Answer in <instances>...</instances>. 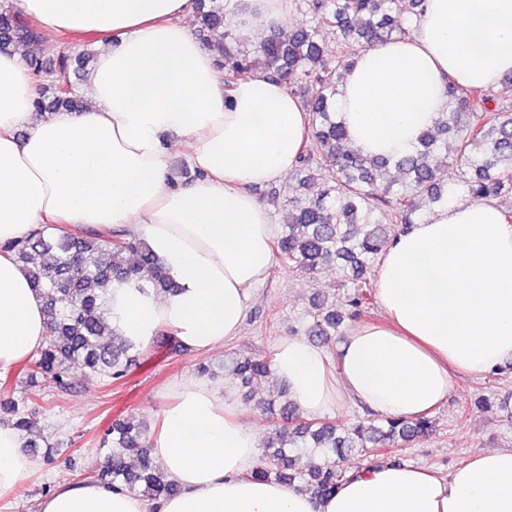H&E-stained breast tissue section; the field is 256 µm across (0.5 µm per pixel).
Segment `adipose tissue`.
<instances>
[{
	"instance_id": "1",
	"label": "adipose tissue",
	"mask_w": 512,
	"mask_h": 512,
	"mask_svg": "<svg viewBox=\"0 0 512 512\" xmlns=\"http://www.w3.org/2000/svg\"><path fill=\"white\" fill-rule=\"evenodd\" d=\"M50 35L95 39L85 105L40 112V89L19 53H0V375L41 348L42 294L5 243L41 224L128 232L167 262L178 291L107 294L112 330L137 347L163 329L185 348L238 336L279 235L254 188L284 178L310 131L287 86L254 71L225 89L214 52L186 19L193 0H20ZM250 42L284 24L288 0H224ZM512 75V0H426L413 33L360 53L339 86L349 142L396 158L446 111L449 81L476 90ZM199 175L169 178L171 147ZM379 319L334 348L280 342L276 380L319 416L351 403L383 418L429 416L455 373L512 365V220L496 201L459 198L398 232L374 280ZM229 389L183 381L150 444L179 492L157 501L89 479L61 483L39 512H512V448L475 451L441 474L376 462L351 467L318 498L256 477L259 441L228 403ZM27 440L0 424V496L34 465Z\"/></svg>"
}]
</instances>
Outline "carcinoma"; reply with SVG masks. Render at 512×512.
<instances>
[{
	"instance_id": "1",
	"label": "carcinoma",
	"mask_w": 512,
	"mask_h": 512,
	"mask_svg": "<svg viewBox=\"0 0 512 512\" xmlns=\"http://www.w3.org/2000/svg\"><path fill=\"white\" fill-rule=\"evenodd\" d=\"M404 0H312L311 19L301 28L275 29L253 50L226 23L224 3H200L197 23L206 46L219 55L224 88L240 77L262 70L283 82H294L304 108L312 115L311 131L294 169V181L279 191L282 197V233L273 253L290 272L308 275L333 265L342 274L347 293L339 303L315 301L308 312L306 332L330 340L341 333L345 320L370 309L376 262L389 241L390 225L402 228L423 220L427 211L446 205L462 194L474 201L512 195V76L502 82V93L485 95L454 81L448 82V111L426 129L411 153L395 160L367 157L346 147V133L334 99L352 57L410 34L412 19L420 16L425 0H409L403 22ZM333 32L336 48L329 49L322 32ZM46 39L38 28L16 15H0V49H22L26 67L41 83L37 108H78L81 97L66 78L73 65L82 66L87 53H62L55 65L44 60ZM494 102V107L487 106ZM460 171L456 179L448 169ZM396 172L383 193L378 187ZM320 188L310 199L302 191ZM33 285L45 297L50 322L44 345L24 365L38 390L24 405L7 403L12 426L27 438L28 447L46 448L53 461L54 447L44 435L39 401L46 389L68 390V374L78 367L85 374L113 382L125 377L134 362L132 344L110 331L105 296L111 285L147 282L160 292L177 288L166 267L146 244L123 233L91 231L62 234L40 229L9 246ZM272 355H246L232 361V374L241 383L272 374ZM434 422L398 418H361L337 433L328 421L275 426L262 449L258 476L316 496L336 491L346 474V451L373 452L381 461L397 459L401 443L427 436ZM112 459L96 480L115 491L157 500L177 489L159 471L145 440V422L128 417L112 424ZM137 451L138 464L130 468L124 452ZM330 452L334 465L316 461L315 453Z\"/></svg>"
}]
</instances>
